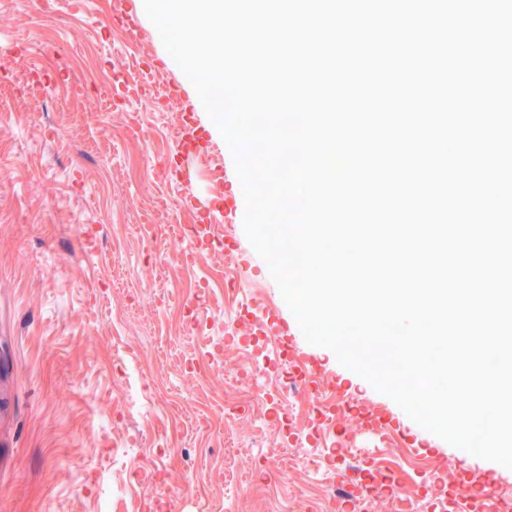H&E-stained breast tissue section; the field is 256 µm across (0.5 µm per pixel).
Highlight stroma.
<instances>
[{
  "label": "stroma",
  "mask_w": 512,
  "mask_h": 512,
  "mask_svg": "<svg viewBox=\"0 0 512 512\" xmlns=\"http://www.w3.org/2000/svg\"><path fill=\"white\" fill-rule=\"evenodd\" d=\"M11 28L0 42H23L22 60L5 59L0 81V512H99L88 477L106 472L113 512H290L315 498L319 475L273 462L287 434L305 423L303 407L271 409L265 418L240 411L224 417V378L204 355L225 317L250 327L248 310L262 296L282 328L261 327L281 364L307 365L337 385L338 424L365 433L364 417L382 416L390 450L419 465L403 487L416 512H432L448 484L461 480L512 494V469L435 439L410 445L420 427L335 354L309 344L269 268L254 258L242 215L217 224L240 260L236 300L225 301L224 258L199 251L183 264L181 243L144 241L140 229L173 212L194 221L187 196L239 194L231 150L186 75L164 47L143 0H86L73 16L67 0L46 10L40 0H0ZM135 27L136 38L126 34ZM174 85L167 109L141 103L134 78ZM41 80L40 92L28 84ZM210 136V157L192 182L176 170L178 129L186 113ZM210 280L200 308L212 330L189 335L182 316L189 286ZM126 357L156 387L138 417L159 425L124 459L112 457L129 428L120 418L113 362Z\"/></svg>",
  "instance_id": "stroma-1"
}]
</instances>
